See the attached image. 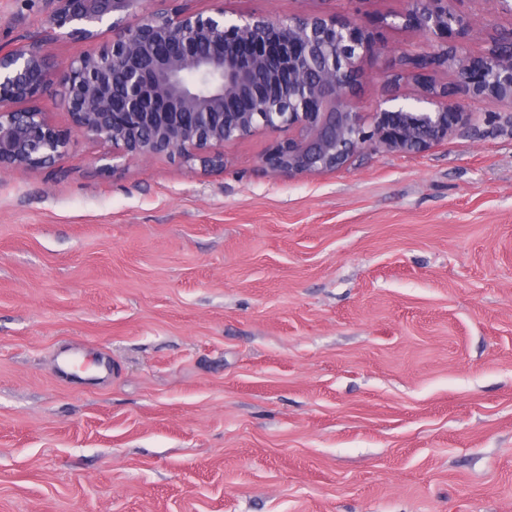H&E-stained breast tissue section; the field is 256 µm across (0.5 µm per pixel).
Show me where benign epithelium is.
<instances>
[{"label":"benign epithelium","mask_w":512,"mask_h":512,"mask_svg":"<svg viewBox=\"0 0 512 512\" xmlns=\"http://www.w3.org/2000/svg\"><path fill=\"white\" fill-rule=\"evenodd\" d=\"M48 27L0 51V169L35 170L66 152L70 132L53 126L38 101L58 92L74 131L112 145V158L158 155L224 165V144L259 131L290 132L262 163L279 176L337 170L371 151L421 153L467 126L470 102L512 104V46L470 56L448 37L472 27L453 0H410L402 25L438 42L401 57L422 87L419 105L362 110L374 36L333 13L288 19L251 13L226 17L156 9L129 24L138 0H48ZM108 24L110 43L62 71L47 64L58 37L91 40ZM453 71L437 87L428 73Z\"/></svg>","instance_id":"7a95c632"}]
</instances>
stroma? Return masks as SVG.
<instances>
[{
	"instance_id": "obj_1",
	"label": "stroma",
	"mask_w": 512,
	"mask_h": 512,
	"mask_svg": "<svg viewBox=\"0 0 512 512\" xmlns=\"http://www.w3.org/2000/svg\"><path fill=\"white\" fill-rule=\"evenodd\" d=\"M334 13L373 33L358 98L428 50L409 0H140ZM479 56L512 36L457 0ZM48 0H0V47ZM416 154L292 178L73 135L0 171V512H512V105Z\"/></svg>"
}]
</instances>
